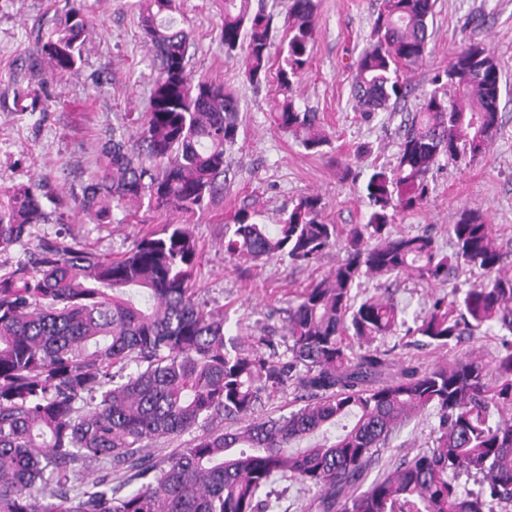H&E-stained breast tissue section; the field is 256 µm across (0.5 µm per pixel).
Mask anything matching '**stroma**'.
I'll use <instances>...</instances> for the list:
<instances>
[{"label":"stroma","instance_id":"35a3bbf8","mask_svg":"<svg viewBox=\"0 0 512 512\" xmlns=\"http://www.w3.org/2000/svg\"><path fill=\"white\" fill-rule=\"evenodd\" d=\"M381 0H319L317 34L307 70L296 88L299 108L319 112L331 139L326 155L308 153L298 140L277 130L270 118L276 85L251 86L236 62L227 60L220 39L221 0H176L178 12L193 29L188 69L193 78L223 83L240 105L239 138L231 156L230 182L224 194L191 227L202 246L197 297L222 312L238 346L254 337L282 338L286 312L311 282L324 278L343 259L340 247L326 250L308 267L280 258L236 266L224 256V220L234 210L256 209L261 223L278 224L298 197L320 195L326 223L345 227L367 219L362 176L394 164L399 127L415 111L418 95L444 70L463 45L475 43L496 56L501 66L500 127L490 150L468 164L440 158L430 174L426 207L401 216L398 233H431L445 252L448 234L465 209L481 211L493 224L498 243L512 263V0H437L429 21L430 52L408 74L412 95L396 110L364 119L351 100L352 63L370 39ZM73 0H0V186L49 178L56 201L69 205L92 178L101 144L118 126L134 125L147 106L156 74L153 53L141 35L138 0H83L87 16L85 44L77 72L52 74L41 57L37 36L63 19ZM351 164L360 180L344 178ZM178 213L154 214L149 224L125 218L95 224L88 215H69L65 229L103 257L131 248L150 229L182 222ZM483 275L466 266L454 269L445 286L410 276L364 280L360 297L390 298L406 321L425 314L433 296L467 289ZM376 347L392 349L395 361L424 366L473 359L493 364L497 340L481 333L453 349L406 345L398 335L377 338ZM437 423L425 410L402 423L368 471L376 480L401 459L426 450Z\"/></svg>","mask_w":512,"mask_h":512}]
</instances>
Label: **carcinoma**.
Returning <instances> with one entry per match:
<instances>
[{
	"instance_id": "cac0c4a2",
	"label": "carcinoma",
	"mask_w": 512,
	"mask_h": 512,
	"mask_svg": "<svg viewBox=\"0 0 512 512\" xmlns=\"http://www.w3.org/2000/svg\"><path fill=\"white\" fill-rule=\"evenodd\" d=\"M141 30L159 64L137 138L101 146L97 171L74 199L98 224L135 205L190 218L223 192L239 137V104L224 86L187 70L192 35L173 16L174 0H139ZM436 0H383L370 43L353 62L352 100L369 118L408 94L407 73L428 54ZM316 0H289L288 26L272 59L273 16L252 0H224L225 57L260 86L276 70L274 126L312 154L330 145L318 113L296 107L293 90L316 35ZM85 15L73 9L40 40L56 74L78 69ZM399 132L391 167L366 179V222L344 237L322 217L318 195L299 197L275 228L246 207L225 224L224 252L243 265L283 256L310 265L341 244L331 273L310 283L288 308L284 343L264 336L248 349L228 346L224 315L195 300L201 247L189 225L166 223L116 258L66 236L39 239L49 184L0 187V253L39 241L37 253L0 265V512H265L269 488L289 477L316 490L311 512H494L512 505V265L493 226L465 209L441 252L428 235L392 231L401 214L428 202L439 156L470 163L499 128L498 61L477 44L457 51ZM455 88L448 98L447 87ZM480 271L485 282L463 295H438L407 325L385 299L356 301L370 276L448 281L451 267ZM497 327L492 370L474 360L422 368L390 362L371 347L398 330L437 349ZM291 385L307 403L233 431L216 422L253 416L262 395ZM429 408L431 445L364 486L392 431ZM211 429L158 459L151 441ZM306 447H301V443ZM96 467L91 487L76 469ZM479 478L476 493L461 475ZM138 488L121 492L112 476Z\"/></svg>"
}]
</instances>
